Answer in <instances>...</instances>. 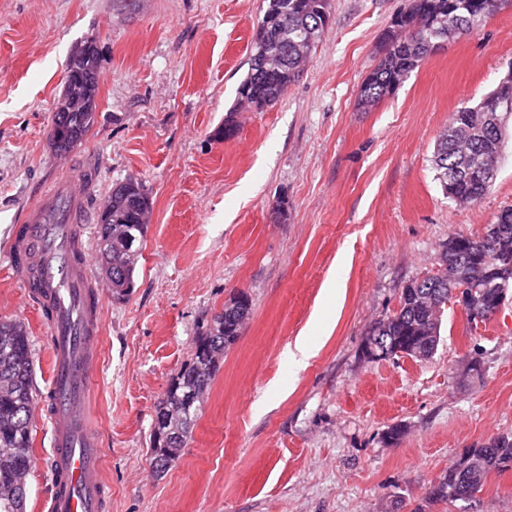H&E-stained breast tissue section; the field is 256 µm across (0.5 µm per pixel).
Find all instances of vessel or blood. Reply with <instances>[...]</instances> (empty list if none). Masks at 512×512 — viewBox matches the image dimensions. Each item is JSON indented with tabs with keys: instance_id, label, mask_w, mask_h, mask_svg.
I'll list each match as a JSON object with an SVG mask.
<instances>
[{
	"instance_id": "1",
	"label": "vessel or blood",
	"mask_w": 512,
	"mask_h": 512,
	"mask_svg": "<svg viewBox=\"0 0 512 512\" xmlns=\"http://www.w3.org/2000/svg\"><path fill=\"white\" fill-rule=\"evenodd\" d=\"M97 176L90 164L78 179L50 181L40 200L22 212L9 244L14 278L30 302L51 310L54 371L42 409L54 435L53 488L42 512H108L101 439L84 429L92 414L104 291L91 279L80 227L94 220Z\"/></svg>"
}]
</instances>
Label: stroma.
I'll return each mask as SVG.
<instances>
[{"label":"stroma","mask_w":512,"mask_h":512,"mask_svg":"<svg viewBox=\"0 0 512 512\" xmlns=\"http://www.w3.org/2000/svg\"><path fill=\"white\" fill-rule=\"evenodd\" d=\"M332 25L281 101L238 114L263 0H0V322L23 323L35 398L52 379L50 329L7 253L22 210L95 161L93 193L150 191L133 286L106 297L93 390L111 512H512V470L469 506L428 498L463 449L512 432V300L478 330L446 306L428 359L373 361L369 328L434 272L449 235L512 206V122L479 205L447 199L432 155L451 115L512 68V6L432 53L367 111L355 107L381 35L410 0H330ZM100 52L96 121L49 144L66 63ZM335 296H327L328 284ZM238 291L252 316L225 352L192 438L162 474L150 460L159 400ZM308 339L295 369L287 352ZM405 433L390 444L386 433ZM26 512L51 490V426L34 413Z\"/></svg>","instance_id":"stroma-1"}]
</instances>
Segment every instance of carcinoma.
Instances as JSON below:
<instances>
[{"mask_svg":"<svg viewBox=\"0 0 512 512\" xmlns=\"http://www.w3.org/2000/svg\"><path fill=\"white\" fill-rule=\"evenodd\" d=\"M252 45L250 66L238 87L240 101L257 112L274 106L302 73V64L322 41L331 24L330 0H264ZM487 0H412L409 10L395 17V29L387 31L384 54L376 68L360 85L355 102L367 110L396 90L408 75L430 56L427 39L447 26L455 37L470 33L474 18ZM93 42L77 48L66 63V72L77 78H99V55L88 51ZM503 99H512V80L499 85L481 102L462 106L453 112L448 126L436 140L432 164L444 195L460 204L475 206L491 190L494 180L485 170L498 169L506 123L511 115L499 109ZM97 99L88 101L82 112L56 113L67 139L62 153L82 145L96 120ZM236 110H230L224 125L216 131L223 139L238 130ZM110 206L100 213L98 240L99 266H111L112 295L119 299L133 287L139 251L148 224L150 208L144 183L126 178L113 183ZM494 221L508 225V247L484 243L480 236L459 235L456 248L443 247L439 265L447 266L440 277L408 282L401 291L397 310L371 328L365 342L379 341L392 356L410 353L422 345V337L440 332L441 320L431 321L424 313L427 304L439 303V293L448 292V269L471 272L469 285L478 286L484 271L512 267V206L505 207ZM238 310L224 320L207 324L199 336L191 361L184 365L155 409L163 431L151 438L152 464L157 473L165 472L186 447L201 410L191 401L190 392L207 391L224 350L240 336L251 315L247 294ZM34 362L25 326L19 322L0 323V512H26L25 477L31 465L33 436L31 413L34 405ZM469 463L455 461L443 477L432 485L429 499L437 502L471 503L493 473L512 467V433L498 434L466 449Z\"/></svg>","mask_w":512,"mask_h":512,"instance_id":"carcinoma-1","label":"carcinoma"}]
</instances>
